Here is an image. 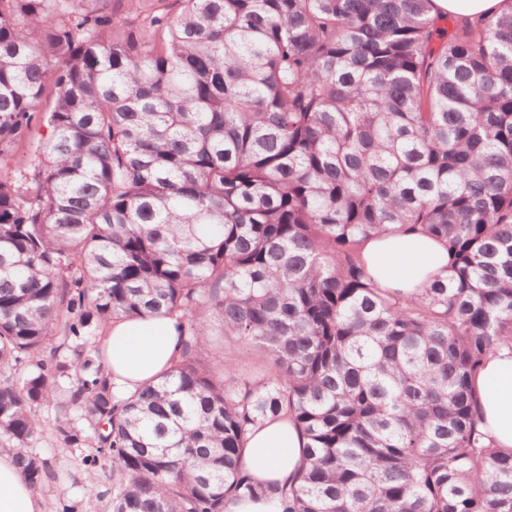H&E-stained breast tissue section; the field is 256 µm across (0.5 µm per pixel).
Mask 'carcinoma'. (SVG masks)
Returning a JSON list of instances; mask_svg holds the SVG:
<instances>
[{"label": "carcinoma", "instance_id": "carcinoma-1", "mask_svg": "<svg viewBox=\"0 0 512 512\" xmlns=\"http://www.w3.org/2000/svg\"><path fill=\"white\" fill-rule=\"evenodd\" d=\"M110 2L0 0V157L50 130L0 181V365L22 373L0 444L30 485L58 332L78 377L56 435L112 470V512H512L471 387L512 341V10L178 0L134 23ZM396 231L450 255L410 298L361 257ZM160 314L180 356L119 399L98 330ZM227 336L269 368L225 377ZM288 417L302 467L259 483L247 435Z\"/></svg>", "mask_w": 512, "mask_h": 512}]
</instances>
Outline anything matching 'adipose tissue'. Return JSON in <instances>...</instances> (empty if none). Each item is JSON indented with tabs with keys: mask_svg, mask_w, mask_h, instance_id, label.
Masks as SVG:
<instances>
[{
	"mask_svg": "<svg viewBox=\"0 0 512 512\" xmlns=\"http://www.w3.org/2000/svg\"><path fill=\"white\" fill-rule=\"evenodd\" d=\"M362 256L379 287L412 294L443 272L448 252L434 240L395 233L365 241ZM106 369L115 391L128 396L158 382L181 350L177 316L112 321L100 340ZM481 411L479 429L488 444L512 449V346L491 351L473 381ZM306 440L289 419L265 421L248 435L241 460L257 480L290 481L304 457ZM0 512H45L38 493L28 483L9 451H0Z\"/></svg>",
	"mask_w": 512,
	"mask_h": 512,
	"instance_id": "adipose-tissue-1",
	"label": "adipose tissue"
}]
</instances>
